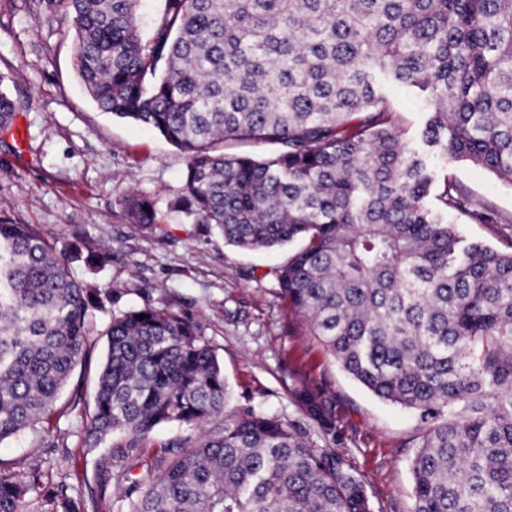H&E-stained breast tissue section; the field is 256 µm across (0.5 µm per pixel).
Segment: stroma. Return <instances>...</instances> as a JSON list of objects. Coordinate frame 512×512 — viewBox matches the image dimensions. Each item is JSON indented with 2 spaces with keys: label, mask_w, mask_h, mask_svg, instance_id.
<instances>
[{
  "label": "stroma",
  "mask_w": 512,
  "mask_h": 512,
  "mask_svg": "<svg viewBox=\"0 0 512 512\" xmlns=\"http://www.w3.org/2000/svg\"><path fill=\"white\" fill-rule=\"evenodd\" d=\"M0 89L16 103L15 132H0V220L37 225L61 252L84 240L101 259L92 268L71 264L73 279L121 290L88 311L87 356L57 400L59 423L1 442L0 459L33 453L53 482L85 497L98 490L108 476L102 459L118 451L87 450L82 414L93 402L107 326L132 307H168L198 325L223 364L229 410L251 406L298 422L289 372L304 366L327 378L338 402L336 446L364 481L372 512H411L417 414L354 382L281 298L276 269L288 250L239 251L209 225L170 210L184 184L185 154L151 129L98 109L78 76L74 27L63 7L0 0ZM432 165L437 178L463 183L473 199L512 216L511 184L467 161L436 157ZM130 192L154 202L159 229L128 222L122 200Z\"/></svg>",
  "instance_id": "stroma-1"
}]
</instances>
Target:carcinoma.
<instances>
[{"label": "carcinoma", "instance_id": "obj_1", "mask_svg": "<svg viewBox=\"0 0 512 512\" xmlns=\"http://www.w3.org/2000/svg\"><path fill=\"white\" fill-rule=\"evenodd\" d=\"M64 5L75 65L98 108L187 154L170 208L244 251L299 248L282 298L375 396L419 413L412 512H512V234L463 238L461 213L512 224L445 179L429 204L427 156L397 123L381 77L422 94L426 146L512 183V0H164L143 37L140 0ZM16 104L0 91V130ZM237 142L273 155L228 154ZM140 229L154 202L123 199ZM35 224L0 221V443L56 412L85 357L96 285ZM145 318L140 319L138 315ZM291 397L327 442L336 395L298 371ZM224 367L197 324L144 306L112 318L90 448L122 458L177 423L201 429L117 474V512H371L365 483L301 425L251 407L226 413ZM41 460L0 461V512H80Z\"/></svg>", "mask_w": 512, "mask_h": 512}]
</instances>
